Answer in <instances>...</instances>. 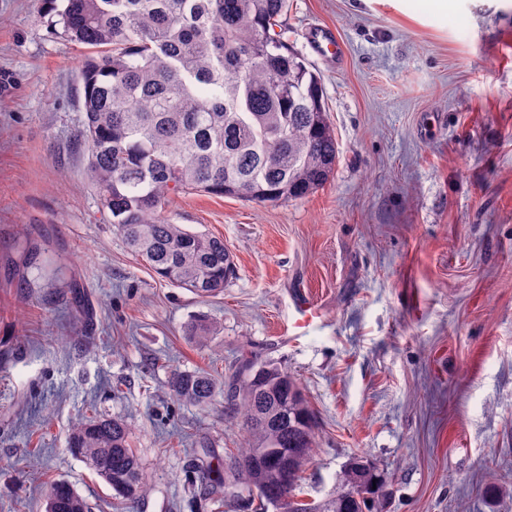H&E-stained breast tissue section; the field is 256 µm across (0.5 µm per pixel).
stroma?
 <instances>
[{
    "mask_svg": "<svg viewBox=\"0 0 512 512\" xmlns=\"http://www.w3.org/2000/svg\"><path fill=\"white\" fill-rule=\"evenodd\" d=\"M287 22L321 77L336 168L285 204L173 197L167 216L236 265L201 297L102 220L78 139L85 50L37 0H0V512H45L52 480L91 512H254L203 497L245 441L223 394L199 409L168 391L174 371L221 381L246 359L281 363L314 413L304 498L361 456L385 512H512V0L445 15L289 0ZM317 24L342 67L313 54ZM299 289L322 317L291 338ZM198 320L220 327L204 347ZM98 414L132 429L134 504L68 449L70 424Z\"/></svg>",
    "mask_w": 512,
    "mask_h": 512,
    "instance_id": "35a3bbf8",
    "label": "stroma"
}]
</instances>
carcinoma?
<instances>
[{
  "mask_svg": "<svg viewBox=\"0 0 512 512\" xmlns=\"http://www.w3.org/2000/svg\"><path fill=\"white\" fill-rule=\"evenodd\" d=\"M50 26L88 50L80 70L85 114L80 141L104 218L164 280L206 297L234 274L224 240L190 232L164 215L191 191L286 203L323 186L338 144L320 77L284 38L288 0H41ZM220 326L189 328L200 345ZM178 402L207 406L213 377L172 374ZM225 410L247 440L230 453L224 488L259 485V509L286 497L292 512H380L384 481L352 459L340 496L321 504L296 493L314 456L315 422L281 365L249 360L232 377ZM131 428L115 417L72 423L68 448L129 502L144 492ZM46 512H89L64 482L51 484Z\"/></svg>",
  "mask_w": 512,
  "mask_h": 512,
  "instance_id": "carcinoma-1",
  "label": "carcinoma"
}]
</instances>
